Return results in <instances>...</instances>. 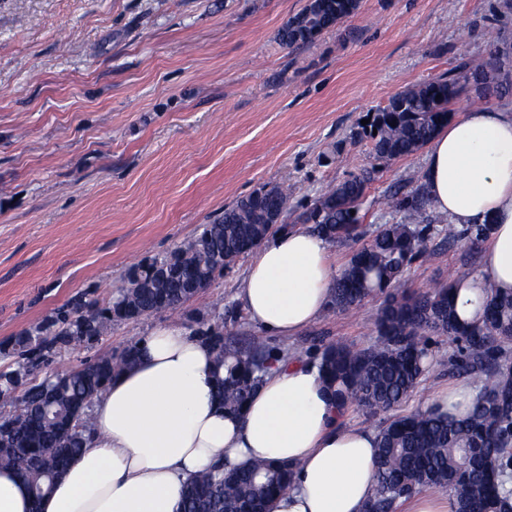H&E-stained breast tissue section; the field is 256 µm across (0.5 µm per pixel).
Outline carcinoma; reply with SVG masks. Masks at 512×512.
Wrapping results in <instances>:
<instances>
[{"label": "carcinoma", "mask_w": 512, "mask_h": 512, "mask_svg": "<svg viewBox=\"0 0 512 512\" xmlns=\"http://www.w3.org/2000/svg\"><path fill=\"white\" fill-rule=\"evenodd\" d=\"M359 9V0H312L300 12L307 34L296 36L283 26L285 47L309 44ZM458 54L455 74L408 88L372 113L357 136L367 138L375 158L397 160L426 147L452 118L449 105L496 65ZM370 177L353 175L309 200L297 222L328 242H353L328 311L346 312L376 292L387 293L374 321L377 340L355 348L336 340L316 360L319 372L343 411L352 406L375 416L398 406L418 386L435 356L432 336H446L457 346L448 360L452 374L480 373L476 394L465 417L453 419L435 411L398 416L378 428L376 493L365 512H393L398 500L418 489L451 491L456 512L512 510V488L504 476L501 447L512 437V293L486 283L478 299V318L466 321L457 313L456 280L423 293L404 288L410 265L430 255L434 237L453 243L467 238L486 241L490 225L459 230L437 212L424 184L407 193L390 192L387 208L404 213L400 221L381 224L362 242L361 201ZM288 187H262L224 209V214L162 257L137 266L129 286L108 302L80 298L0 343V467H14L30 485L34 504L49 492L55 477L79 455L88 433L87 412L112 376L136 361V347L120 356L99 354L64 373L38 378L53 355L75 346H90L117 321L175 313L206 288L232 262L250 253L275 233L272 218L288 217ZM174 263L175 277L160 278L158 265ZM215 356L216 397L224 409L240 412L264 380L274 355L288 354L255 337L247 345L224 338L223 328L197 331ZM285 463L261 461L223 472L213 467L187 486L183 512H267L275 494L291 483Z\"/></svg>", "instance_id": "1"}]
</instances>
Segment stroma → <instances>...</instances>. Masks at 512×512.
Listing matches in <instances>:
<instances>
[{
  "instance_id": "obj_1",
  "label": "stroma",
  "mask_w": 512,
  "mask_h": 512,
  "mask_svg": "<svg viewBox=\"0 0 512 512\" xmlns=\"http://www.w3.org/2000/svg\"><path fill=\"white\" fill-rule=\"evenodd\" d=\"M307 0H0V341L77 294L109 300L130 269L175 248L238 198L288 184L291 207L370 173L362 226L396 221L382 196L421 179L425 151L393 161L354 139L397 93L455 67L460 40L512 71V10L502 0H361L315 42L284 48L277 33ZM405 286L425 292L477 274L483 250L429 244ZM239 258L178 314L114 323L93 347L49 369L121 353L152 327L222 325L257 336L237 298ZM378 293L274 339L316 358L330 341L374 344ZM398 411L420 409L452 377L453 347Z\"/></svg>"
}]
</instances>
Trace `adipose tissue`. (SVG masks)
I'll use <instances>...</instances> for the list:
<instances>
[{"mask_svg": "<svg viewBox=\"0 0 512 512\" xmlns=\"http://www.w3.org/2000/svg\"><path fill=\"white\" fill-rule=\"evenodd\" d=\"M423 182L459 227L490 223L485 264L458 299L484 283L512 292V106H481L429 143ZM339 274L328 243L306 228L261 244L239 300L264 335L291 337L327 310ZM134 365L93 402L92 435L40 504L18 470L0 469V512H182L185 484L216 462L280 460L293 486L271 512H364L375 494L377 433L346 427L314 364L276 362L243 414L214 398L213 353L183 326L152 328Z\"/></svg>", "mask_w": 512, "mask_h": 512, "instance_id": "ef3b65f1", "label": "adipose tissue"}]
</instances>
